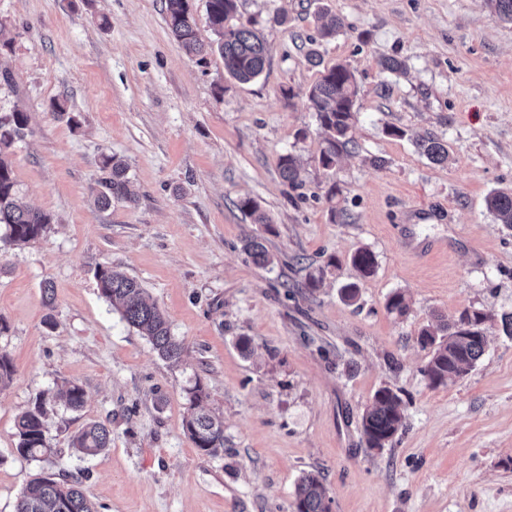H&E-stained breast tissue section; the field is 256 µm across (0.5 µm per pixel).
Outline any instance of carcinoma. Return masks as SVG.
<instances>
[{"mask_svg":"<svg viewBox=\"0 0 512 512\" xmlns=\"http://www.w3.org/2000/svg\"><path fill=\"white\" fill-rule=\"evenodd\" d=\"M486 7L500 20L512 23V0H484ZM166 22L171 35L189 55L200 61L213 52L224 58V71L239 83H249L258 78L268 59L266 41L251 23L237 17V0H206V11L215 39L206 44L197 38L196 22L188 0H164ZM358 84L354 69L348 63L338 62L320 72V78L308 90L307 102L315 112L322 135L323 147L319 163L325 169L336 167L352 143L351 132L356 119ZM29 115L15 110L0 116V243L18 246L29 243L47 230L51 218L44 212L28 208L17 200L16 184L9 149L26 136ZM418 149L431 162H448L447 146L435 138H425ZM281 179L291 187L302 184L301 172L294 157L282 155L278 160ZM100 189L97 203L103 207L114 199L132 200L125 164L112 156L103 158ZM487 210L498 223L512 226V193L495 191L486 198ZM239 208L254 223H268L259 204L251 199L240 200ZM245 250L258 266L273 263V256L262 241L253 238ZM352 266L363 277H370L376 270V258L367 248L358 249L351 256ZM100 294L112 302L123 321L145 336L157 355L165 360L179 362L184 355L183 343L172 335L164 313L152 301L146 288L134 277L101 266L95 272ZM462 311L449 323L443 319L423 327L418 341L422 348L430 350V359L424 374L431 384L445 385L450 380L463 377L485 352L486 322L492 316L477 310L472 312L473 329L465 327ZM65 405L79 411L85 404V392L81 385L69 382L60 390ZM188 400L184 427L195 447L209 456L224 451V424L207 412L203 403L208 392L196 380L186 389ZM402 398L391 388H379L362 415L361 432L369 448H384L392 442L403 426ZM16 451L27 459L37 460L52 452L48 442L46 409L39 399L34 406L23 412L15 424ZM111 432L103 422H91L74 436L72 446L80 457H94L109 447ZM327 489L320 475L306 473L296 485V512H327ZM14 512H96L83 493L80 483L74 479L61 483L50 475H40L31 480L16 498Z\"/></svg>","mask_w":512,"mask_h":512,"instance_id":"cac0c4a2","label":"carcinoma"}]
</instances>
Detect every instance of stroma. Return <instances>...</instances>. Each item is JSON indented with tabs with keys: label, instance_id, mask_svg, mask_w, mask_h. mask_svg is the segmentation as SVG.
<instances>
[{
	"label": "stroma",
	"instance_id": "35a3bbf8",
	"mask_svg": "<svg viewBox=\"0 0 512 512\" xmlns=\"http://www.w3.org/2000/svg\"><path fill=\"white\" fill-rule=\"evenodd\" d=\"M321 11L341 19L335 37H321ZM238 16L269 46L246 84L219 54L201 63L179 47L164 0H0V113L30 117L13 176L52 217L40 238L0 247V350L14 366L0 385V512L42 473L82 474L96 512H294L306 472L324 477L332 512H512V228L485 204L512 191V23L484 0H238ZM315 54L350 64L359 86L354 145L330 170L306 98ZM391 57L406 74L383 70ZM423 137L447 144L446 164L419 152ZM285 154L302 168L295 191L278 173ZM106 155L125 163L133 198L103 209ZM407 233L447 248L412 253ZM255 236L271 266L244 252ZM361 247L377 260L367 278L351 264ZM104 265L142 282L180 362L100 295ZM353 282L350 304L340 288ZM397 291L403 316L386 308ZM466 308L492 315L485 353L432 386L418 334ZM197 380L224 422L215 457L183 427ZM67 382L85 391L81 411L49 398ZM384 386L405 423L370 449L361 417ZM40 395L52 452L33 461L15 451V420ZM92 421L112 442L83 459L71 443Z\"/></svg>",
	"mask_w": 512,
	"mask_h": 512
}]
</instances>
